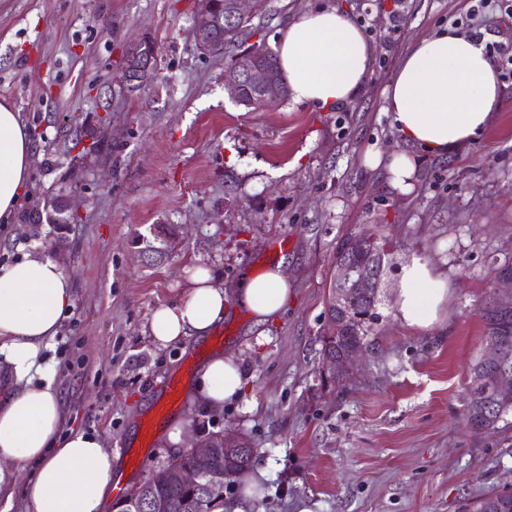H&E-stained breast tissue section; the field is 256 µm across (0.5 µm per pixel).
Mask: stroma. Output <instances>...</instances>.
<instances>
[{
    "mask_svg": "<svg viewBox=\"0 0 512 512\" xmlns=\"http://www.w3.org/2000/svg\"><path fill=\"white\" fill-rule=\"evenodd\" d=\"M474 0H269L261 36L273 44L296 13L344 10L373 62L361 90L325 112L291 100L258 112L224 88L227 58L197 50V0H0V101L26 124L33 161L27 199L0 224V265L40 251L69 274L73 305L41 352L55 372L65 430L109 450L136 442L140 421L183 380L175 418L123 487L144 481L212 432L240 433L265 470L252 512H464L512 485V416L480 433L465 425L468 364L485 347L479 309L499 264L512 258V81L476 143L418 156L414 188L397 196L363 162L403 149L384 90L415 40L450 26L512 42V16ZM157 49L153 81L127 92L122 49ZM70 219L51 224L54 201ZM385 225L380 320L341 380L330 379L329 284L336 244ZM287 236L288 247L274 243ZM420 258L448 280V304L426 329L401 326V268ZM285 262L292 294L278 318L254 324L227 305L205 339L157 348L153 312L185 296L195 268L233 282L241 270ZM234 353L243 397L220 409L192 403L202 366Z\"/></svg>",
    "mask_w": 512,
    "mask_h": 512,
    "instance_id": "35a3bbf8",
    "label": "stroma"
}]
</instances>
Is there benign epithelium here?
Returning <instances> with one entry per match:
<instances>
[{
	"label": "benign epithelium",
	"instance_id": "7a95c632",
	"mask_svg": "<svg viewBox=\"0 0 512 512\" xmlns=\"http://www.w3.org/2000/svg\"><path fill=\"white\" fill-rule=\"evenodd\" d=\"M258 10L257 0H230V13L232 16H253ZM224 33V11H218L213 0H198V8L193 17V36L196 47L203 53L215 51ZM151 45L147 39L131 41L125 50L124 82L126 87H134L142 77L155 70V60L152 54L145 51ZM252 86L258 93L263 107L268 108L283 100L280 93L281 76L272 69L258 65L250 52H243L237 64L224 74V88L231 98L236 100L244 85ZM358 239L370 248L364 250L365 257L360 259H338L335 262L334 304L336 313L345 321L357 323L364 320L359 315L363 308L364 298L368 289L377 287L376 281L383 269L382 250L372 246L374 239L362 233ZM496 301L498 308L507 313L512 310V276H501L496 284ZM361 354V348L349 347L346 352L332 355L327 358L326 367L335 370L341 366L351 364ZM486 369L492 370L494 382L492 401L488 408L483 410V416H488V409L497 405H504L512 400V375L494 367L489 362ZM219 447L224 449L228 462L236 464L238 461H247L251 448L240 435L223 432L219 435ZM216 447L209 442H196L184 453L176 456L164 467V476L183 486L194 489L202 488L209 494L221 492L227 496L233 492L231 471H220L216 466Z\"/></svg>",
	"mask_w": 512,
	"mask_h": 512
}]
</instances>
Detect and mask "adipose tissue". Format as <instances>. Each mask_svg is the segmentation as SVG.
I'll use <instances>...</instances> for the list:
<instances>
[{
  "mask_svg": "<svg viewBox=\"0 0 512 512\" xmlns=\"http://www.w3.org/2000/svg\"><path fill=\"white\" fill-rule=\"evenodd\" d=\"M276 51L294 104L330 110L362 87L371 46L359 26L336 8L306 9L281 30ZM392 126L415 153L443 155L473 143L502 108L496 67L482 43L445 29L418 39L385 90ZM415 154H367L364 163L386 174L389 186L411 192ZM32 161L31 144L18 112L0 103V221L11 219ZM290 283L282 265L260 273L246 270L232 290L211 270L198 268L175 307L157 308L150 335L160 347L203 338L224 320L228 300L261 324L288 304ZM448 302V284L421 259L402 268L396 317L402 326L424 329L439 319ZM73 303L72 283L60 263L37 253L0 266V364L16 389L0 398V495L13 489L14 466L32 463L35 475L25 495L35 512H102L116 480L112 454L102 438L62 433L54 374L40 362L43 344L54 337ZM244 374L235 356H211L192 387L193 400L212 407L239 399Z\"/></svg>",
  "mask_w": 512,
  "mask_h": 512,
  "instance_id": "adipose-tissue-1",
  "label": "adipose tissue"
}]
</instances>
